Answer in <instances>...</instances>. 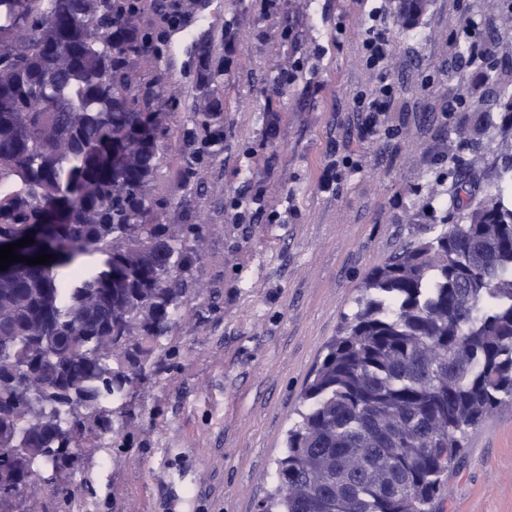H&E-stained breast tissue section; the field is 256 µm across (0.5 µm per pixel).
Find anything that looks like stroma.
Here are the masks:
<instances>
[{
  "label": "stroma",
  "mask_w": 512,
  "mask_h": 512,
  "mask_svg": "<svg viewBox=\"0 0 512 512\" xmlns=\"http://www.w3.org/2000/svg\"><path fill=\"white\" fill-rule=\"evenodd\" d=\"M140 0L145 32L164 52L143 64L176 107L152 184L161 224L198 227L202 259L181 317L146 378L113 402L125 430L99 441L70 493L38 490L39 512H258L325 345L355 309L370 270L451 224L457 174L476 197L512 134L501 117L456 105L482 69L455 57L465 22L490 25L487 0H432L415 28L396 0H206L170 26ZM236 20L232 42L208 15ZM390 34L386 71L362 40ZM208 36L226 76L224 153L203 162L202 196L181 208L180 135L191 118V48ZM389 111L360 134L361 96L380 78ZM437 512H512V404L467 432Z\"/></svg>",
  "instance_id": "1"
}]
</instances>
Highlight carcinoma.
<instances>
[{
    "mask_svg": "<svg viewBox=\"0 0 512 512\" xmlns=\"http://www.w3.org/2000/svg\"><path fill=\"white\" fill-rule=\"evenodd\" d=\"M138 0H0V240L46 265L0 276V495L118 436L108 403L150 371L200 260L193 224H157L167 136L158 48ZM181 183L224 153V65L196 48ZM473 86L477 107L492 80ZM51 106L30 112L27 99ZM493 104L512 119V89ZM121 148L112 167V148ZM374 268L325 346L260 512H435L468 429L512 402V153L489 201Z\"/></svg>",
    "mask_w": 512,
    "mask_h": 512,
    "instance_id": "cac0c4a2",
    "label": "carcinoma"
}]
</instances>
